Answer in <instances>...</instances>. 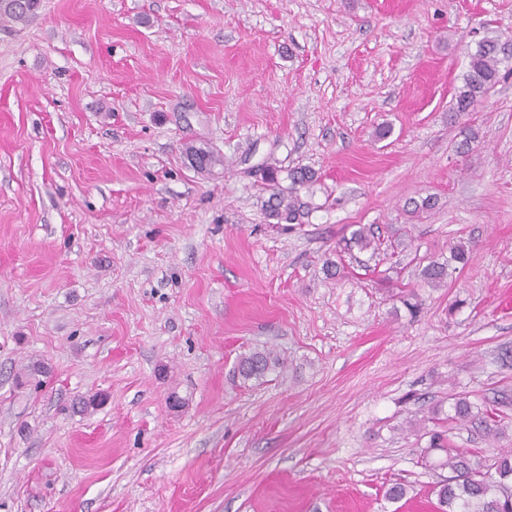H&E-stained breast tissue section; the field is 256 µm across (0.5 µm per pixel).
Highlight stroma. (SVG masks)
<instances>
[{"instance_id": "35a3bbf8", "label": "stroma", "mask_w": 512, "mask_h": 512, "mask_svg": "<svg viewBox=\"0 0 512 512\" xmlns=\"http://www.w3.org/2000/svg\"><path fill=\"white\" fill-rule=\"evenodd\" d=\"M485 37L512 40V0L0 24V512H440L431 432L487 466L512 448V75L450 110ZM263 165L316 172L303 223L269 218ZM457 244L466 266L418 278ZM255 347L285 363L261 384L233 375ZM459 393L497 447L449 421Z\"/></svg>"}]
</instances>
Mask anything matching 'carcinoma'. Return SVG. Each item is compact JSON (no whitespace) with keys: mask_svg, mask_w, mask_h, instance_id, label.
Wrapping results in <instances>:
<instances>
[{"mask_svg":"<svg viewBox=\"0 0 512 512\" xmlns=\"http://www.w3.org/2000/svg\"><path fill=\"white\" fill-rule=\"evenodd\" d=\"M38 0H0V19L9 17L16 21L25 19L33 12ZM512 50V44L499 43L495 38H486L476 44L468 54L469 62L463 76V84L454 96L452 111L459 115L475 111L476 106L489 96L503 78L502 55ZM265 180L273 189L270 216L277 223L300 224L312 211V202L301 195V190H310L317 181L315 172L307 168L290 169L289 184L282 187L279 170L268 167ZM448 276V265L431 261L421 270L424 282L438 285ZM283 368V362L268 349L254 348L241 355L236 362L235 373L243 382H261L270 373ZM451 420L466 424L475 420L472 403L467 397H456L451 404ZM482 436L493 441L501 435L500 424L490 415L479 421ZM446 450L451 476L437 486L435 493L441 512H512V450L499 453L494 462L495 475L482 471V463L467 457L455 448L444 447L442 435L431 434L426 452Z\"/></svg>","mask_w":512,"mask_h":512,"instance_id":"1","label":"carcinoma"}]
</instances>
